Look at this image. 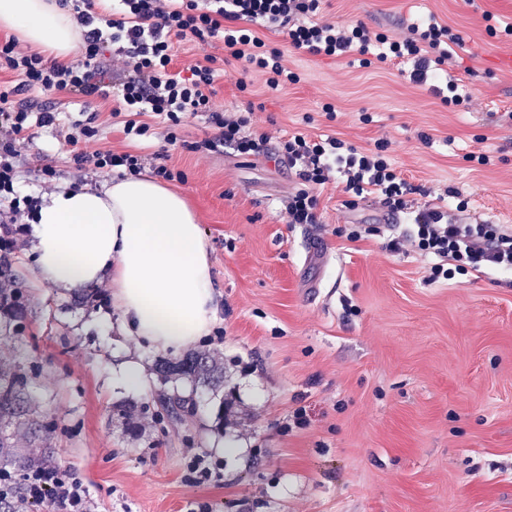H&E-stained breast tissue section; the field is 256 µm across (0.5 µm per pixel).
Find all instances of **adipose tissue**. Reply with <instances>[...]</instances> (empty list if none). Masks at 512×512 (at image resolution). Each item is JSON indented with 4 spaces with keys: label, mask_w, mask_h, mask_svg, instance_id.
Returning a JSON list of instances; mask_svg holds the SVG:
<instances>
[{
    "label": "adipose tissue",
    "mask_w": 512,
    "mask_h": 512,
    "mask_svg": "<svg viewBox=\"0 0 512 512\" xmlns=\"http://www.w3.org/2000/svg\"><path fill=\"white\" fill-rule=\"evenodd\" d=\"M0 27L55 58L82 32L60 0H0ZM35 279L61 290L108 281L119 329L177 354L209 336L220 307L207 243L186 198L146 177L43 195L32 230Z\"/></svg>",
    "instance_id": "ef3b65f1"
}]
</instances>
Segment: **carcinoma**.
<instances>
[{
	"label": "carcinoma",
	"instance_id": "obj_1",
	"mask_svg": "<svg viewBox=\"0 0 512 512\" xmlns=\"http://www.w3.org/2000/svg\"><path fill=\"white\" fill-rule=\"evenodd\" d=\"M156 372L162 381L171 378L184 379L193 387H215L223 382L224 372L207 354L190 352L177 360L161 359ZM28 376L21 369L0 363V477L14 470L31 471L50 463L42 454L23 455L13 458L11 426H24L33 440L45 448L56 431V424L42 418L32 403L27 389Z\"/></svg>",
	"mask_w": 512,
	"mask_h": 512
}]
</instances>
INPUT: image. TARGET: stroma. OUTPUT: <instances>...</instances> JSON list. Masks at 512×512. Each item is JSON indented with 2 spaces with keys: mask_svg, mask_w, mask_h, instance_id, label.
<instances>
[{
  "mask_svg": "<svg viewBox=\"0 0 512 512\" xmlns=\"http://www.w3.org/2000/svg\"><path fill=\"white\" fill-rule=\"evenodd\" d=\"M324 14L388 35L407 20L450 25L463 44L448 72L470 92L468 106L444 105L394 68L289 49L267 30L300 82L273 91L264 73L242 74L231 59L214 98L227 112L253 105V129L269 136L264 154L194 155L155 133L131 141L109 122L111 100L89 105L105 122L101 146L186 175L178 189L223 294L220 323L194 346L223 365L219 393L156 381L163 353L120 334L109 283L34 285L31 225L0 247L26 306L20 333L0 329V360L29 371L31 399L57 425L54 462L82 480L91 512H189L197 502L209 512H512V274L424 285L422 258L381 247L409 231L406 218L387 223L370 200L347 209L332 182L318 223H288L296 177L277 155L287 132L362 148L387 139L393 166L419 188L413 205L463 198L471 220L512 225V71L495 65L512 53V36L489 34L486 21L512 20V0H326ZM480 150L489 164L467 161ZM74 152L37 129L16 159V196L119 178L77 166ZM46 164L56 171L49 182ZM347 224L381 233L351 241L339 234ZM125 355L153 378L150 394L113 380ZM173 392L193 394L190 415L167 416L160 400ZM300 409L303 426L293 423ZM198 455L213 476L194 484Z\"/></svg>",
  "mask_w": 512,
  "mask_h": 512,
  "instance_id": "35a3bbf8",
  "label": "stroma"
}]
</instances>
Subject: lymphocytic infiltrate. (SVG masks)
Returning <instances> with one entry per match:
<instances>
[{
  "instance_id": "1",
  "label": "lymphocytic infiltrate",
  "mask_w": 512,
  "mask_h": 512,
  "mask_svg": "<svg viewBox=\"0 0 512 512\" xmlns=\"http://www.w3.org/2000/svg\"><path fill=\"white\" fill-rule=\"evenodd\" d=\"M70 3L73 19L83 30L77 61L52 62L21 47L14 38L0 37V74L14 76L9 84L0 85V193L12 195L14 191L13 160L22 145L30 143L32 125L57 127L54 112L37 114L23 103V95L37 89L64 92L89 103L111 97L119 111L128 115L123 132L131 140L147 136L157 123L164 125L168 143L180 144L190 153L205 155L228 145L241 156L260 155L267 137L250 132V110L226 113L213 105L217 57L174 70V42L190 36L203 42L222 41L225 53L240 61L243 71L263 72L273 89L298 83L300 77L283 65L281 50L259 36L262 28L283 35L289 47L311 55L339 57L358 52L364 67L412 59V83L442 79L446 82L443 103L457 107L467 100L458 84L446 78L448 47L461 43L462 38L433 19L411 22L402 35L392 38L371 32L361 22L343 26L322 18L323 0H119L108 20L96 11L95 0ZM111 45L122 55L124 66L122 75L113 81L108 80L102 60ZM196 112L205 114L213 135L181 138L178 129L184 115ZM58 129L60 136L76 145L74 160L79 166L117 168L132 176L144 168L142 157L129 152L81 151V144L100 138L95 117ZM389 149L386 140L376 142L374 149L360 150L335 137L316 139L299 132L282 136L278 154L299 180L286 202L289 223H318L317 192L335 175L343 184L346 208L372 198L389 212L408 210L407 197L416 188L392 167ZM467 209L464 200L453 208L424 204L414 216L412 231L388 239L385 248L394 253L412 250L428 258L425 281L430 285L489 270L512 272V227L469 223ZM23 490L14 512H25L26 500L48 493L60 512H89L83 482L56 465L26 473Z\"/></svg>"
}]
</instances>
